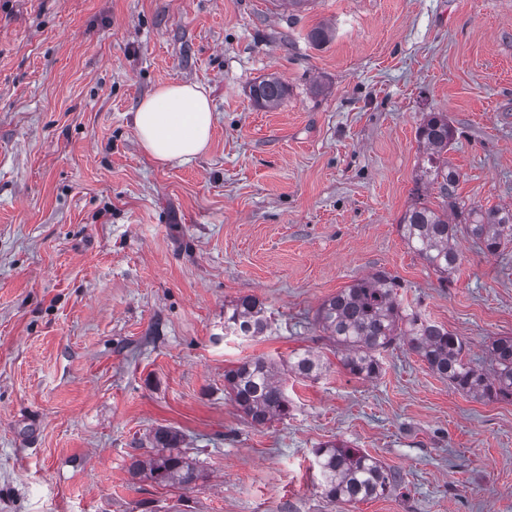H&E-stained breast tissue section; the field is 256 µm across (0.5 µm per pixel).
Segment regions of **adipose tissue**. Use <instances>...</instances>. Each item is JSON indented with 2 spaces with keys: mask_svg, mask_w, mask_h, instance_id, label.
Returning a JSON list of instances; mask_svg holds the SVG:
<instances>
[{
  "mask_svg": "<svg viewBox=\"0 0 512 512\" xmlns=\"http://www.w3.org/2000/svg\"><path fill=\"white\" fill-rule=\"evenodd\" d=\"M214 115L205 89L166 83L139 103L134 125L144 152L159 163H186L209 145Z\"/></svg>",
  "mask_w": 512,
  "mask_h": 512,
  "instance_id": "1",
  "label": "adipose tissue"
}]
</instances>
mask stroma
Masks as SVG:
<instances>
[{
    "instance_id": "1",
    "label": "stroma",
    "mask_w": 512,
    "mask_h": 512,
    "mask_svg": "<svg viewBox=\"0 0 512 512\" xmlns=\"http://www.w3.org/2000/svg\"><path fill=\"white\" fill-rule=\"evenodd\" d=\"M320 24L333 37L307 41ZM271 73L288 97L257 108ZM169 82L215 112L187 164L153 161L133 126ZM429 112L459 132V202L512 204V0H0V512H512V401L456 391L400 341L357 378L316 322L383 270L474 363L512 336V244L461 240L445 287L399 234L416 197L442 205L417 184ZM247 295L256 338L224 331ZM304 349L322 373L287 376V418L251 425L225 370ZM160 426L202 478L131 474ZM328 442L403 492L330 501ZM249 95L258 107L275 109L288 96V86L274 75L262 77L250 86ZM224 329L239 330L244 337L263 335L267 329L263 304L253 296L239 297L224 311Z\"/></svg>"
}]
</instances>
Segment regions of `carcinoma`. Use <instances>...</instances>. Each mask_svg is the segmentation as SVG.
Returning a JSON list of instances; mask_svg holds the SVG:
<instances>
[{
    "label": "carcinoma",
    "mask_w": 512,
    "mask_h": 512,
    "mask_svg": "<svg viewBox=\"0 0 512 512\" xmlns=\"http://www.w3.org/2000/svg\"><path fill=\"white\" fill-rule=\"evenodd\" d=\"M249 95L258 107L275 109L288 96V86L274 75L262 77L250 86ZM417 136L425 154L420 179L438 184L444 203L454 205L459 174L445 158L455 140L454 128L447 116L431 112L423 117ZM456 217V222H450L448 212L440 213L419 198L398 224L402 239L438 274L443 285L448 284L461 260L459 236H468L489 254L512 243L511 205L460 210ZM400 287L396 277L376 271L341 289L319 307L317 321L340 351L342 367L361 379L375 378L382 370L381 352L401 340L455 390L477 400H512V337L492 341V372L487 373L467 358L466 344L460 337L419 312H407L399 298ZM224 328L251 338L263 335L267 329L263 304L253 296L238 298L224 311ZM322 369L320 357L310 350L280 367L265 359L247 360L224 371V393L250 424L265 425L288 416L282 374L307 378ZM149 443L154 453L146 460L132 462L133 475L164 486L189 485L199 478L197 462L180 450L177 431L160 427L149 437ZM315 457L319 487L331 500L355 504L403 488L398 471L343 443L325 444L315 450Z\"/></svg>",
    "instance_id": "cac0c4a2"
}]
</instances>
